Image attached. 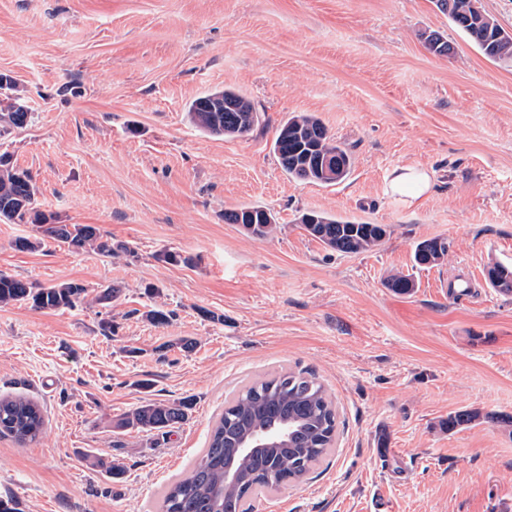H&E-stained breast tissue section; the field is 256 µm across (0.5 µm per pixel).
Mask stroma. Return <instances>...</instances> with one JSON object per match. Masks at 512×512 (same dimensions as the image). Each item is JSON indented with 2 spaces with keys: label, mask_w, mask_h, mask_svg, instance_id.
I'll return each mask as SVG.
<instances>
[{
  "label": "stroma",
  "mask_w": 512,
  "mask_h": 512,
  "mask_svg": "<svg viewBox=\"0 0 512 512\" xmlns=\"http://www.w3.org/2000/svg\"><path fill=\"white\" fill-rule=\"evenodd\" d=\"M434 31L453 57L428 52ZM0 73L31 114L0 153L31 174L34 209L127 247L77 251L0 222V273L89 292L71 309L0 307V396L45 419L37 441L0 437V498L21 512H160L225 398L293 370L328 389L337 443L257 512H512V294L486 278L512 266V62L485 58L433 0H0ZM224 88L259 114L245 136L187 117ZM297 113L348 149L346 179L282 170L273 140ZM404 166L434 180L411 206L387 193ZM243 205L269 209L277 234L225 223ZM310 211L388 232L341 255L299 224ZM22 237L39 248H15ZM430 238L448 255L416 266ZM399 272L413 293L386 287ZM107 287L120 298L97 304ZM156 308L167 323L147 319ZM183 336L194 351L170 348ZM183 397L191 414L166 433L117 426L144 401ZM460 409L483 418L444 429Z\"/></svg>",
  "instance_id": "stroma-1"
}]
</instances>
